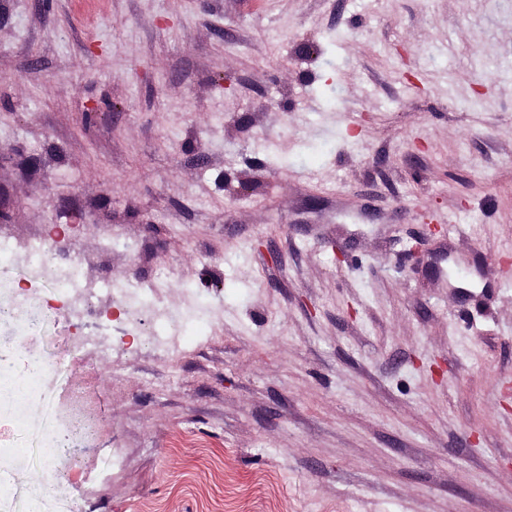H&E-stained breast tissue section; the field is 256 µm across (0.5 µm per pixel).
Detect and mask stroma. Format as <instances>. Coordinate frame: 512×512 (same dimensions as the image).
I'll use <instances>...</instances> for the list:
<instances>
[{
    "label": "stroma",
    "instance_id": "stroma-1",
    "mask_svg": "<svg viewBox=\"0 0 512 512\" xmlns=\"http://www.w3.org/2000/svg\"><path fill=\"white\" fill-rule=\"evenodd\" d=\"M4 241L0 512H512V0H0ZM28 262L37 271L39 278L50 288H55L58 293L54 301L59 303V306L48 303V311L66 309L70 314L88 312L91 287L84 282L78 268H58L47 252L35 256L32 251ZM8 355L5 361L0 360V412L11 410L15 415L21 412L18 399L31 383V375L24 371L11 356V350L2 348Z\"/></svg>",
    "mask_w": 512,
    "mask_h": 512
}]
</instances>
